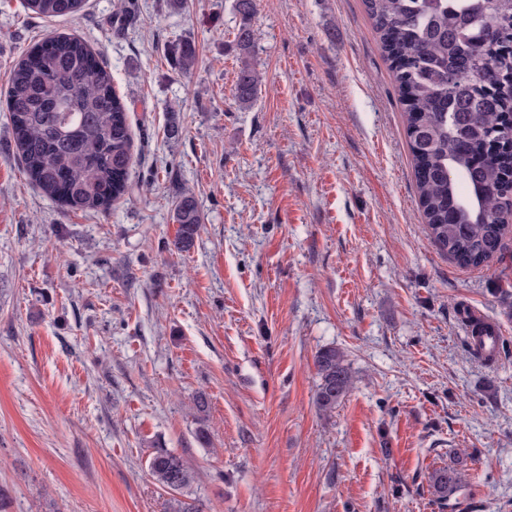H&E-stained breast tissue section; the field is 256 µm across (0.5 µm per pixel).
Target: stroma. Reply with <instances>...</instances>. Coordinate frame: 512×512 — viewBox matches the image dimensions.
<instances>
[{"label":"stroma","mask_w":512,"mask_h":512,"mask_svg":"<svg viewBox=\"0 0 512 512\" xmlns=\"http://www.w3.org/2000/svg\"><path fill=\"white\" fill-rule=\"evenodd\" d=\"M233 0H0V494L7 512H512V232L464 268L428 237L403 107L362 0H255L250 106ZM85 40L123 95L131 189L106 212L22 171L5 96L38 43ZM191 40L180 70L168 48ZM196 198L194 248H168ZM495 324L486 365L459 311ZM352 388L315 402L316 352ZM207 405L197 410L194 398ZM461 489L440 505L435 470ZM84 0H24L28 11L46 19L74 18L83 7ZM149 472L157 484L175 493L190 487L195 479V472L184 458L166 448L156 449L149 462Z\"/></svg>","instance_id":"stroma-1"}]
</instances>
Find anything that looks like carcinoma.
<instances>
[{
	"mask_svg": "<svg viewBox=\"0 0 512 512\" xmlns=\"http://www.w3.org/2000/svg\"><path fill=\"white\" fill-rule=\"evenodd\" d=\"M404 106L408 148L415 161L419 205L428 235L457 264L479 267L499 257L512 230V0H363ZM255 0H234L240 18L234 36L243 62L234 91L249 105L261 76L250 62ZM46 19L74 18L83 0H24ZM188 71L196 62L192 41L170 48ZM23 60L6 96L26 176L73 209L106 210L128 194L132 136L127 106L107 67L93 61L85 43L54 39ZM179 225L168 244L190 251L202 216L183 195L173 209ZM316 402L329 412L348 394L351 374L335 347L320 349ZM153 480L171 492L194 482L184 458L158 448L149 462ZM460 473L432 475L438 498L460 488Z\"/></svg>",
	"mask_w": 512,
	"mask_h": 512,
	"instance_id": "obj_1",
	"label": "carcinoma"
}]
</instances>
